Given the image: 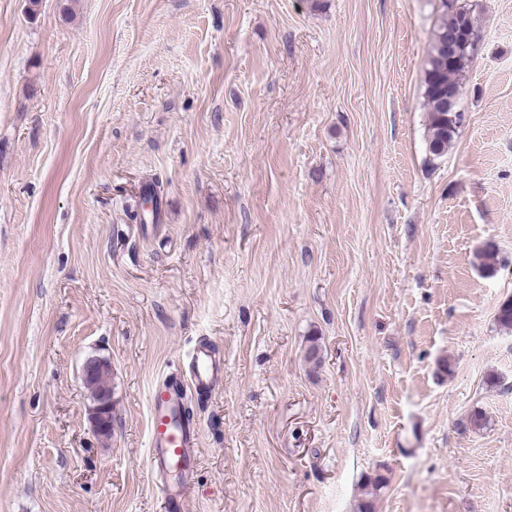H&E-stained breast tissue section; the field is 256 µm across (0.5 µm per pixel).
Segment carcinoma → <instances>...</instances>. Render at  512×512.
<instances>
[{
  "label": "carcinoma",
  "mask_w": 512,
  "mask_h": 512,
  "mask_svg": "<svg viewBox=\"0 0 512 512\" xmlns=\"http://www.w3.org/2000/svg\"><path fill=\"white\" fill-rule=\"evenodd\" d=\"M442 15L428 54L424 71L427 102L426 149L434 159L442 158L452 144L464 113L448 104V89H461V76L478 49L480 36L476 18L459 0H442ZM494 248L487 245L473 255L472 264L494 272Z\"/></svg>",
  "instance_id": "1"
}]
</instances>
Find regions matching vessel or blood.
<instances>
[{
    "instance_id": "b4317fda",
    "label": "vessel or blood",
    "mask_w": 512,
    "mask_h": 512,
    "mask_svg": "<svg viewBox=\"0 0 512 512\" xmlns=\"http://www.w3.org/2000/svg\"><path fill=\"white\" fill-rule=\"evenodd\" d=\"M187 373L188 384L159 381L150 398L149 465L162 481L166 512H190L186 489L198 467L199 428L181 417L189 394L209 397L224 375V360L205 343L195 345Z\"/></svg>"
}]
</instances>
